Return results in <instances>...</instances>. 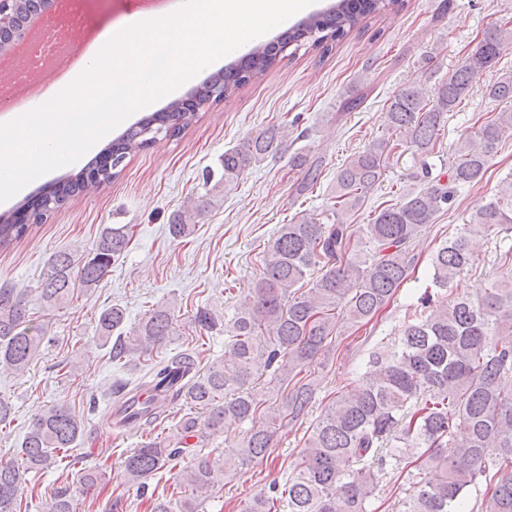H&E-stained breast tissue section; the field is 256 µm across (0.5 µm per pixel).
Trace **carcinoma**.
<instances>
[{"mask_svg": "<svg viewBox=\"0 0 512 512\" xmlns=\"http://www.w3.org/2000/svg\"><path fill=\"white\" fill-rule=\"evenodd\" d=\"M395 2L336 0L279 38L256 45L205 79L190 97L170 102L113 139L107 151L110 166L93 162L60 179L51 193L52 209L82 189L116 178L124 160L143 149L146 130L180 133L200 110L268 73L288 47L341 39ZM511 36V23L493 27L433 94L412 82L389 99L386 131L336 171L326 221L301 215L277 229L263 252L248 304L224 325L229 338L224 360L202 373L195 353L177 352L151 367L133 388L118 389L125 398L116 410L119 427L129 421L151 425L171 404L186 403L191 409L168 435L141 441L123 461L128 484L139 489L174 462L186 461L181 478L190 494L175 504L158 498L152 512H198L224 482V473L238 474L265 458L278 430L305 419L317 386L311 367L335 349L338 322L370 321L412 276L418 264L412 241L435 222L453 190L483 179L504 141L512 138V111L487 117L476 139L458 142L446 177H431L424 164L413 175L420 190L382 206L367 224L355 226L351 216L387 177L397 148H411L423 157L433 153L448 113L469 95L477 76L497 65L500 44ZM368 95L365 86L350 92L336 117L360 109ZM485 96L512 101V75L487 85ZM287 135L286 127L272 125L224 151L222 175L207 179L205 195L189 199L173 216L169 235L175 240L192 235L211 201L276 154ZM291 163L301 173L296 194L320 182L322 159L299 152ZM476 221L487 231L512 229V181L478 210ZM31 228L0 214V248ZM130 241L128 225L117 224L105 228L83 258L52 255L39 280L37 301L48 310L68 306L81 291L97 286ZM476 256L468 226L439 244L429 266V289L418 298L420 308L407 316L398 338L379 342L360 377L336 393L305 439L296 472L284 488L271 485L269 492L252 498L245 512H367L380 479L410 458L416 473L404 512H473L466 509L473 489L481 491L479 512H512V384H504L512 376V253L500 255L498 277L470 293L454 292V282ZM174 321V308L161 303L127 332L125 309L112 304L100 311L95 333L110 347L112 361L119 362L132 352L147 355L166 342ZM46 335L44 323L30 312L27 294L0 286V370L27 368ZM260 379L264 399L255 391ZM234 420L251 423L236 456L221 461L199 452ZM84 429L69 404L44 409L22 439L20 460L0 461V512H21L26 473L50 466L56 452L77 447ZM450 444L454 452L448 456L442 449ZM104 479V472L84 469L78 483L85 490ZM49 512H76L70 488L54 492Z\"/></svg>", "mask_w": 512, "mask_h": 512, "instance_id": "carcinoma-1", "label": "carcinoma"}]
</instances>
